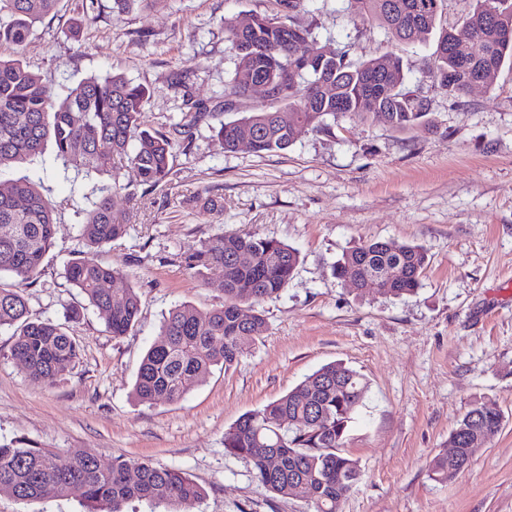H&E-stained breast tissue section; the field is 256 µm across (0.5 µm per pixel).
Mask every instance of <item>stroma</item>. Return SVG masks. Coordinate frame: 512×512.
<instances>
[{"label":"stroma","mask_w":512,"mask_h":512,"mask_svg":"<svg viewBox=\"0 0 512 512\" xmlns=\"http://www.w3.org/2000/svg\"><path fill=\"white\" fill-rule=\"evenodd\" d=\"M280 10L279 0H156L116 15L111 0L91 9L59 0L37 24L20 53L55 95L116 68L150 90L144 127L169 130L195 103L203 111L177 141L168 182L113 197L129 226L97 258L137 288L134 328L112 337L93 310L69 323L79 356L52 385L27 375L10 356L11 330L0 331V443L179 470L206 491L189 512H313L309 498L263 491L248 463L226 454L224 432L341 360L368 383L345 441L362 479L341 512H512V68L503 67L493 87L453 98L426 76L432 41H392L377 24L352 21L347 0H306L297 18L321 45L355 61L403 59L408 88L428 100L427 123L399 132L347 114L330 131H303L284 151L224 152L214 127L261 102L257 92L230 93L224 22ZM23 176L56 206L54 245L24 294L32 318L59 321L66 306L84 302L64 265L81 247L85 201L64 180L53 144L0 171V188ZM204 193L222 210L202 209ZM221 230L295 248L294 275L260 304L267 329L237 365L212 368L179 402L138 401L136 372L163 315L184 302L204 310L224 302L218 280L183 262ZM392 239L427 252L417 294L388 298L371 285L359 295L334 277L343 252ZM485 400L503 413L500 432L464 471L435 479L430 460L448 451L459 418ZM0 512L82 508L77 497L52 491L27 503L0 493Z\"/></svg>","instance_id":"obj_1"}]
</instances>
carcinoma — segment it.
I'll return each mask as SVG.
<instances>
[{
    "label": "carcinoma",
    "instance_id": "cac0c4a2",
    "mask_svg": "<svg viewBox=\"0 0 512 512\" xmlns=\"http://www.w3.org/2000/svg\"><path fill=\"white\" fill-rule=\"evenodd\" d=\"M305 0H279L284 14H255L252 25L224 22L235 57L231 94L245 96L259 78L272 84L275 98L240 118L223 123L216 137L224 151L238 148L242 127L254 130L256 153L288 149L291 130L283 125L276 104L288 107V124L316 131L330 130L326 120L339 115H374L398 130L425 122L428 103L407 98L403 60L392 53L355 62L347 52L334 54L323 66L305 62L318 43L311 28L295 13ZM352 20L371 21L393 39L412 43L437 30L445 0H348ZM58 0H0V43L26 44L36 24L52 13ZM439 31V30H437ZM512 64V0H475L462 24L439 31L428 78L450 97L466 93L474 78L491 87L505 64ZM148 89L116 69L79 81L63 97H55L41 76L19 58L0 57V169L17 166L40 153L52 139L64 169L106 174L111 183L80 222L83 249L69 259V284L105 319L114 337L129 333L140 313V296L127 273L85 257L122 238L126 216L114 211L112 194L127 185L157 186L171 174L169 157L183 124L169 131L142 127L140 116ZM127 183H122V178ZM55 205L38 186L19 179L0 188V329L13 330L11 357L29 376L47 385L68 372L79 355L66 323L80 319L85 307L66 308L65 322L33 320L23 287L40 274L53 247ZM246 255L242 263L239 257ZM185 265L208 271L221 282L224 304L201 310L189 303L165 316L161 339L142 358L133 388L141 401L176 403L215 366L228 370L266 330L256 309L278 296L299 263L296 249L256 234L218 232L184 257ZM427 266L423 247L394 240H371L346 253L333 265L334 276L360 291L370 277L393 269L402 276L383 295L417 293ZM368 392L366 379L342 361L322 366L263 408L242 416L224 432L226 453L245 460L264 491L280 497L302 493L314 512H340L344 498L361 478L357 460L344 443ZM496 402L476 404L458 421L449 442L470 464L474 442L483 445L501 429ZM276 467L270 468V461ZM135 468L137 478L127 473ZM429 470L446 481L464 470L435 456ZM61 495L78 496L87 512H122L131 500L167 503L179 512L201 501L205 492L184 473L149 461L98 463L87 451L66 456L49 449L0 446V491L20 502L42 496L44 484Z\"/></svg>",
    "mask_w": 512,
    "mask_h": 512
}]
</instances>
